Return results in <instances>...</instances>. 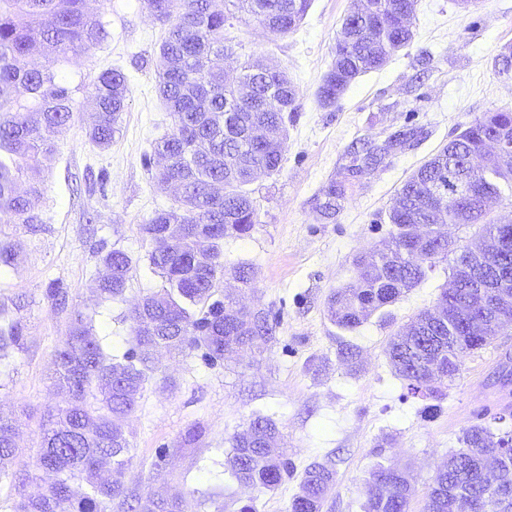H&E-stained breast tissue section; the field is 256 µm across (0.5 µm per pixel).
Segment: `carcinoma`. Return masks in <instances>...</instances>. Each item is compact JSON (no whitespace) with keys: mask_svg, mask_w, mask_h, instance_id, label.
<instances>
[{"mask_svg":"<svg viewBox=\"0 0 512 512\" xmlns=\"http://www.w3.org/2000/svg\"><path fill=\"white\" fill-rule=\"evenodd\" d=\"M216 0H144L148 15L165 26L159 45L157 90L166 104L175 131L159 140L154 154L164 159L154 178L162 187L179 190L176 204L154 212L138 225L149 242V267L162 280L160 292L144 297L130 312L132 344L120 356L107 354L95 337L91 320L81 313L71 319L67 336L55 354V378L69 396L66 406L48 415L42 426L38 467L60 479L36 494L24 493L36 477L12 474L21 493L18 512H107L117 500L127 512H137L135 499L112 477L130 460L126 421L155 369L158 348L181 351L202 348L209 365L224 360L226 351L272 336L277 321L263 312L251 325L241 320L236 297L216 295L224 279L222 244L227 237L250 235L257 208L247 186L258 171L277 172L287 142L288 120L297 110V89L288 75L259 57L247 63L239 83L244 95L224 83L212 59L227 51L226 17ZM312 0H235L238 11L250 16L264 31L283 37L306 16ZM87 0H0V223L24 224L38 231L37 209L43 198L42 160L53 151V136L73 116L75 95L86 92L95 109L86 130L99 148L112 144L129 94L125 74L102 71L90 85L73 86L56 66L104 43L109 32L102 20L90 15ZM373 12L358 8L343 21L344 37L336 42L333 62L317 90L322 105H336L361 75L381 68L413 38L411 20L415 0H374ZM236 99V110L224 111ZM260 125L267 137L252 142L251 130ZM512 142V111L485 112L422 165L399 189L389 212L393 229L380 248L355 259L361 285L336 290L327 312L340 328L353 331L370 311L392 303L403 291L423 282L438 263L455 251L442 239L437 252L410 255L413 231L439 237L444 224H479L491 236L497 226L480 211L463 203L420 206L431 185L449 173L448 160L461 152H476L489 134ZM512 193V169L497 167L480 184V194L501 198ZM345 197V183L332 182L321 204L331 219ZM172 224H190V231L173 237ZM21 249L18 241L0 239V266H11ZM106 275L97 280L102 298L123 296L133 258L121 249L102 256ZM232 276L244 289L254 287L255 268L240 264ZM21 299L0 301V358L20 347L23 325L12 311ZM490 342L461 337L448 342V316L421 313L388 342L386 354L395 374L414 397L432 399L422 414L432 419L440 411L435 400L441 386L459 373L460 358L475 354ZM439 359L438 374H426L419 361L426 354ZM512 417V405L500 406L489 421L462 429L460 448L448 455L425 495L423 512H505L498 490H512V457L500 462L492 477L482 473L481 457L504 447L503 427ZM15 425L0 417V465L15 449ZM274 420L256 416L233 438L227 460L231 476L245 489L275 490L291 473L288 449L279 444ZM328 462L308 466L289 512H323L335 483ZM363 512H410L415 491L406 475L377 464L362 482ZM150 512H181L177 497L152 500Z\"/></svg>","mask_w":512,"mask_h":512,"instance_id":"cac0c4a2","label":"carcinoma"}]
</instances>
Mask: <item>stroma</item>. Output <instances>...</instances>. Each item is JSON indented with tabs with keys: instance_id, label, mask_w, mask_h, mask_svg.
Instances as JSON below:
<instances>
[{
	"instance_id": "obj_1",
	"label": "stroma",
	"mask_w": 512,
	"mask_h": 512,
	"mask_svg": "<svg viewBox=\"0 0 512 512\" xmlns=\"http://www.w3.org/2000/svg\"><path fill=\"white\" fill-rule=\"evenodd\" d=\"M354 2L312 0L299 28L275 38L224 0L225 36L233 47L219 62L225 76L234 78L244 61L264 57L299 90L279 172L259 175L249 186L257 222L250 236L224 241L226 267L245 263L257 271L254 287L240 295L243 305L275 315L279 324L274 336L214 366L196 348L156 352V369L126 423L131 450L121 480L141 502L177 496L183 512H236L249 494L230 476L226 455L233 436L261 414L277 423L297 472L274 491L256 494L257 512H288L301 470L326 460L336 481L323 512H362L361 480L379 463L408 473L416 491L411 508L420 512L462 429L495 398L486 381L501 355L512 353V329L461 357L460 372L445 382L440 411L430 420L421 413L424 400L408 395L386 355L391 336L433 308L451 261L351 332L329 319L327 302L354 282L355 257L388 240V214L402 184L475 117L512 109V72L495 65L512 44V0H479L469 9L457 0H417L410 45L326 108L316 92ZM87 8L106 23L110 37L62 70L86 84L104 70H121L128 79L127 108L111 146L102 150L86 135L91 100L78 93L73 119L54 135L55 151L43 172L38 213L44 231L4 228L22 249L14 265L0 269V297L22 296L25 306L19 314L23 348L0 362V413L17 425V451L0 477V512H16L9 475L37 473L44 418L64 402L54 381V354L74 312L92 316L104 349L119 355L130 346L131 309L161 287L147 268L148 246L137 226L176 197L157 185L144 163L154 142L174 130L156 90L164 28L148 16L143 0H89ZM411 128L413 138L387 148L391 135ZM368 147L382 149L380 164L347 176L355 153ZM334 180L346 181V197L326 219L319 205ZM114 248L132 256L133 268L123 299L105 301L95 280L102 253ZM54 282L67 290L66 307L47 296ZM347 343L356 347L349 361L340 355ZM193 426L202 431L199 440L182 446Z\"/></svg>"
}]
</instances>
